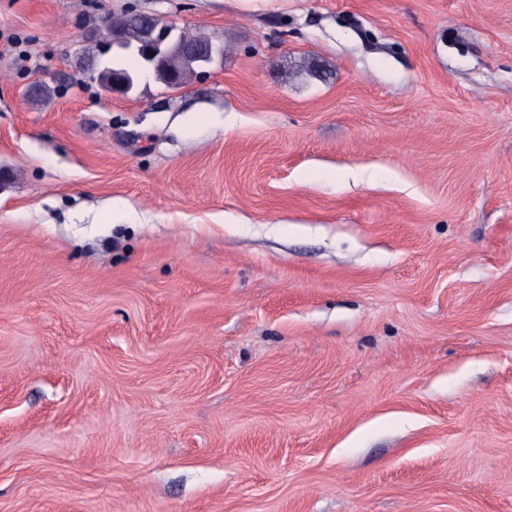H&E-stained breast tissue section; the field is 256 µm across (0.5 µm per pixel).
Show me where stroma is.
Segmentation results:
<instances>
[{
  "label": "stroma",
  "mask_w": 512,
  "mask_h": 512,
  "mask_svg": "<svg viewBox=\"0 0 512 512\" xmlns=\"http://www.w3.org/2000/svg\"><path fill=\"white\" fill-rule=\"evenodd\" d=\"M0 512H512V0H0ZM111 34L116 35L122 41L133 46H139L148 42L151 33V23L138 13H126L118 19L109 17L105 20ZM153 22V27L157 31V36L147 45L132 50L127 48L124 44H121L116 38L112 39L106 36L105 50L109 53L112 49H118L122 51H133L137 55L156 62L157 64L166 62L172 57V48H180L181 43L177 36L174 34L176 27L174 24L165 21L158 15L145 14ZM183 50L171 60V65L166 68H160L154 71V77L163 82L168 87H178L184 84L187 78L195 73L196 68L199 67L197 59L193 56V52H198L211 44L209 38L202 36H193L181 33ZM221 54V49L215 47L213 44L209 46V50L204 54L208 57V62L202 66L213 62L214 57ZM125 74L128 77L129 82L133 88L136 76L130 68L119 57H112V60H107L101 64L98 68V80L104 88H108L112 85V81L118 78L120 75ZM131 88L128 86L127 80L123 77H119L112 88L107 90L111 95L124 96L130 92ZM127 93V94H126Z\"/></svg>",
  "instance_id": "1"
}]
</instances>
